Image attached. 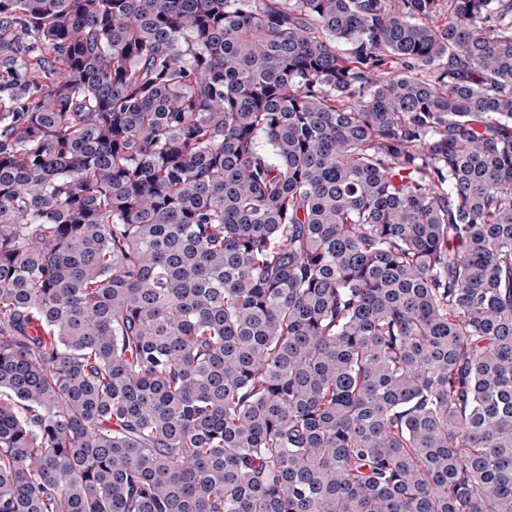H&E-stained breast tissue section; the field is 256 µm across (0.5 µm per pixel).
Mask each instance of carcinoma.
<instances>
[{
	"label": "carcinoma",
	"instance_id": "carcinoma-1",
	"mask_svg": "<svg viewBox=\"0 0 512 512\" xmlns=\"http://www.w3.org/2000/svg\"><path fill=\"white\" fill-rule=\"evenodd\" d=\"M0 512H512V0H0Z\"/></svg>",
	"mask_w": 512,
	"mask_h": 512
}]
</instances>
